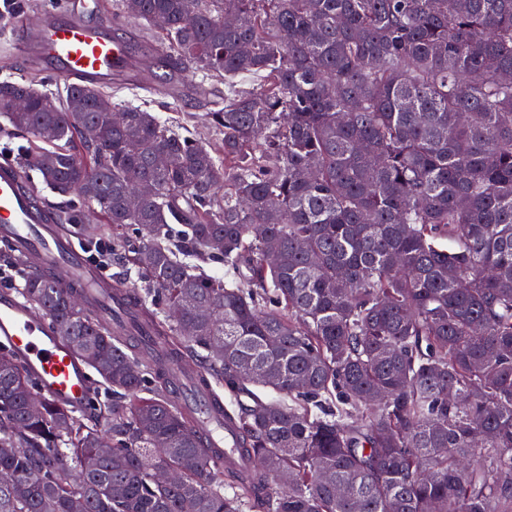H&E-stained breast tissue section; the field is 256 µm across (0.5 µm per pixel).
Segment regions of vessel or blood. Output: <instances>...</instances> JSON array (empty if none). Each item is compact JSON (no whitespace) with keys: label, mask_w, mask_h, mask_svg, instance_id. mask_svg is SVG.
<instances>
[{"label":"vessel or blood","mask_w":512,"mask_h":512,"mask_svg":"<svg viewBox=\"0 0 512 512\" xmlns=\"http://www.w3.org/2000/svg\"><path fill=\"white\" fill-rule=\"evenodd\" d=\"M116 27V22L106 17L91 25L54 11L28 13L17 24L16 44L25 56L54 62L63 77L105 85L131 74L127 42L116 36ZM0 241L18 253L28 271L50 268L63 282L80 284L97 305L99 323L112 326L115 279L103 276L89 262L73 234L35 198L8 158H0ZM0 343L25 363L50 400L75 409L85 404L90 386L85 365L49 317L8 290L0 292ZM186 375L184 366H172L171 396L199 414L207 437L230 446L232 433L225 430L222 415L212 410L209 393L199 391Z\"/></svg>","instance_id":"1"}]
</instances>
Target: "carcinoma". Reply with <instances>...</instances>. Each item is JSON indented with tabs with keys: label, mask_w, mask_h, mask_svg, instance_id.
Segmentation results:
<instances>
[{
	"label": "carcinoma",
	"mask_w": 512,
	"mask_h": 512,
	"mask_svg": "<svg viewBox=\"0 0 512 512\" xmlns=\"http://www.w3.org/2000/svg\"><path fill=\"white\" fill-rule=\"evenodd\" d=\"M120 5L158 28L165 82L224 81L218 148L141 106L113 125L94 85L0 82V116L47 144L22 165L81 200L59 223L110 225L161 346L24 275L108 396L78 416L0 350V512H512V0ZM187 359L233 396L247 469L170 397Z\"/></svg>",
	"instance_id": "obj_1"
}]
</instances>
